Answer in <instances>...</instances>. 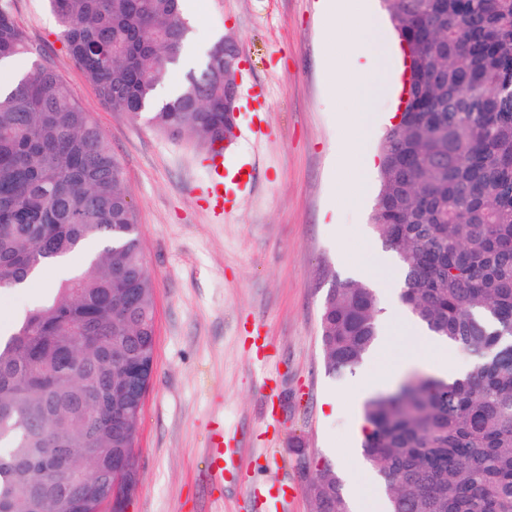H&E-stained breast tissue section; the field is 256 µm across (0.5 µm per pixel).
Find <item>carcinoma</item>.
<instances>
[{
	"instance_id": "cac0c4a2",
	"label": "carcinoma",
	"mask_w": 512,
	"mask_h": 512,
	"mask_svg": "<svg viewBox=\"0 0 512 512\" xmlns=\"http://www.w3.org/2000/svg\"><path fill=\"white\" fill-rule=\"evenodd\" d=\"M71 59L138 119L191 31L178 0H49ZM409 91L378 144L371 216L398 260L399 302L471 360L362 407L361 448L385 512H512V0H383ZM41 55L0 0V65ZM221 48L150 122L207 144L224 134ZM85 255L0 334V512H126L96 482L136 473L138 391L150 383L155 299L123 169L56 66L0 89V286ZM379 298L336 280L320 312L326 371L355 370ZM314 512H348L336 467L315 468Z\"/></svg>"
}]
</instances>
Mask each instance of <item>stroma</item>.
<instances>
[{
	"instance_id": "obj_1",
	"label": "stroma",
	"mask_w": 512,
	"mask_h": 512,
	"mask_svg": "<svg viewBox=\"0 0 512 512\" xmlns=\"http://www.w3.org/2000/svg\"><path fill=\"white\" fill-rule=\"evenodd\" d=\"M9 6L109 139L155 284L153 371L126 512H253L259 482L293 487L288 512H313L311 466L360 445L354 393L364 375L326 374L320 310L334 280L350 276L345 255L377 239L374 198L358 206L337 190L348 168L332 147L342 113L358 109L351 45L329 38L323 0H198L187 56L202 59L230 32L246 62L224 170L254 179L232 186L241 202L218 224L198 143L103 104L48 0ZM335 66L332 93L324 75ZM217 421L235 451L221 480L210 477L207 446Z\"/></svg>"
}]
</instances>
